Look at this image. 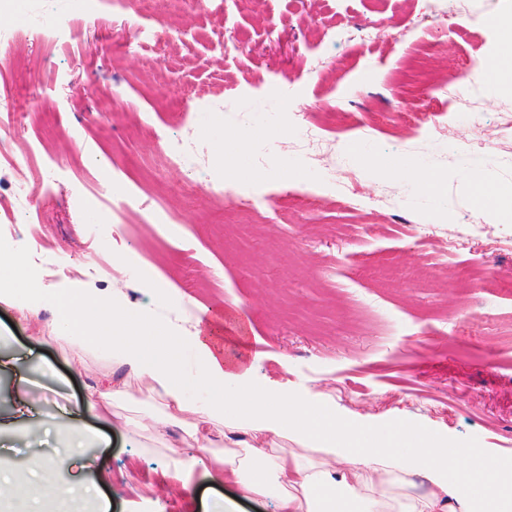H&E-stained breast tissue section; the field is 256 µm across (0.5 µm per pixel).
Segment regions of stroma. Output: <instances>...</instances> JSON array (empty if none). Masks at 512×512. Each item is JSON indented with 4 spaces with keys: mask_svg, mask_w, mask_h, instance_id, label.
<instances>
[{
    "mask_svg": "<svg viewBox=\"0 0 512 512\" xmlns=\"http://www.w3.org/2000/svg\"><path fill=\"white\" fill-rule=\"evenodd\" d=\"M17 0H0V89L21 115L12 143L36 158L18 174L0 166V250L25 259L45 277L36 297L0 300V357L25 360V377L0 371V476L31 468L43 455H67L64 473L40 469L26 494L0 512H37L46 483L63 493L55 512H91L93 492L70 490L71 478L95 480L106 460L110 512H203L221 508L220 489L195 480L162 495L169 443L183 456L197 448L181 427L167 440L145 432L161 407L146 386L110 404L117 420L80 421L64 407L88 387L112 380V352L96 349L73 365L57 335L58 301L74 287L109 292L186 336L208 337L224 358L246 364L259 383L298 395L384 432L403 422L512 458V292L469 270L512 276V143L493 135L512 116V61L503 55V23L512 0H202L164 13L175 36L161 55L132 44L134 25L149 18L146 0H26L29 23L14 21ZM65 16V35L39 26ZM422 63L439 83L471 85L474 108L449 110L405 74ZM452 111L445 135L410 128L412 116ZM192 118L184 126L179 113ZM300 112L322 122L336 115V157L317 161L299 150V125L275 120ZM249 132L237 181L266 196L249 215L205 192L223 172L219 138ZM193 133L211 163L181 193L186 172L167 161L165 139ZM60 169L38 220L9 213L20 183H40ZM406 162L435 177L433 189L393 173ZM120 176L149 205H162L177 229L146 212H123L112 197ZM491 195L479 205L475 179ZM354 181L357 208L342 204ZM319 197L308 207L295 194ZM93 197L84 207L80 196ZM423 224L427 238L408 236ZM468 242L443 251L448 234ZM506 240L496 252L486 235ZM103 267L72 281L66 269L86 256ZM157 280L146 290L140 266ZM43 328L34 332L28 315Z\"/></svg>",
    "mask_w": 512,
    "mask_h": 512,
    "instance_id": "1",
    "label": "stroma"
}]
</instances>
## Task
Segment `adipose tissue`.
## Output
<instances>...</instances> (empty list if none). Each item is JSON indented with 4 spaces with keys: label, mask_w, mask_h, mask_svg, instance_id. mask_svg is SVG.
I'll use <instances>...</instances> for the list:
<instances>
[{
    "label": "adipose tissue",
    "mask_w": 512,
    "mask_h": 512,
    "mask_svg": "<svg viewBox=\"0 0 512 512\" xmlns=\"http://www.w3.org/2000/svg\"><path fill=\"white\" fill-rule=\"evenodd\" d=\"M58 332L73 364L93 348L108 346L121 386L146 382L166 408L150 417L153 436L170 424L190 431L199 450L173 454L171 474L189 486L194 474L272 498L278 512H512V462L479 448L451 446L421 428L392 427L379 435L360 423L252 382L242 364L224 360L203 340L192 354L150 312L118 306L108 295L74 291L63 303ZM192 364L212 399L189 404L183 371ZM220 429L230 449L212 450ZM313 449L318 459L306 457ZM430 483L426 494L409 488L413 477Z\"/></svg>",
    "instance_id": "1"
}]
</instances>
